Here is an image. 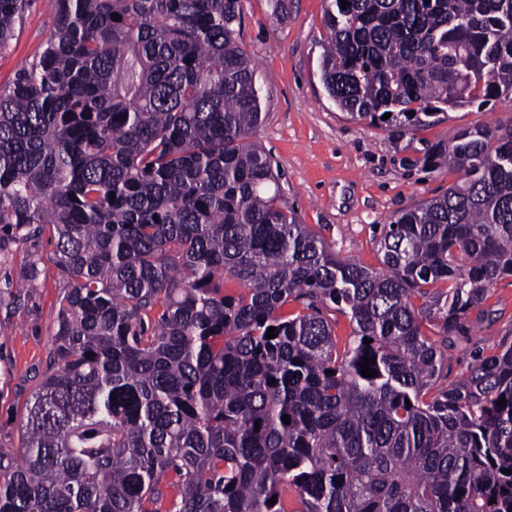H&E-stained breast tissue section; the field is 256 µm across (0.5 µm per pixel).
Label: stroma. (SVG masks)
I'll return each mask as SVG.
<instances>
[{"label": "stroma", "mask_w": 512, "mask_h": 512, "mask_svg": "<svg viewBox=\"0 0 512 512\" xmlns=\"http://www.w3.org/2000/svg\"><path fill=\"white\" fill-rule=\"evenodd\" d=\"M325 0H242L241 44L258 65L263 121L255 139L282 174L281 190L302 223L343 257L378 267L383 224L412 203L460 179L425 165L435 144L468 127L512 126V95L450 110L434 125L409 131L351 120L328 97L319 77L326 40ZM57 31L54 0H30L9 46L0 49V88ZM49 235L18 242L0 229V448L19 445L24 406L54 362V318L65 290L52 263ZM448 345V383L492 354L512 334V277L500 279Z\"/></svg>", "instance_id": "1"}]
</instances>
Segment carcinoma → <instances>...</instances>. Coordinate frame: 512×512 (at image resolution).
<instances>
[{
    "instance_id": "carcinoma-1",
    "label": "carcinoma",
    "mask_w": 512,
    "mask_h": 512,
    "mask_svg": "<svg viewBox=\"0 0 512 512\" xmlns=\"http://www.w3.org/2000/svg\"><path fill=\"white\" fill-rule=\"evenodd\" d=\"M348 2L326 0L319 74L352 120L512 94V0ZM28 6L0 0V49ZM55 21L0 89V225L50 231L66 280L0 512H512V338L441 384L512 277V126L436 145L462 180L383 225L370 268L251 140L241 0H55Z\"/></svg>"
}]
</instances>
